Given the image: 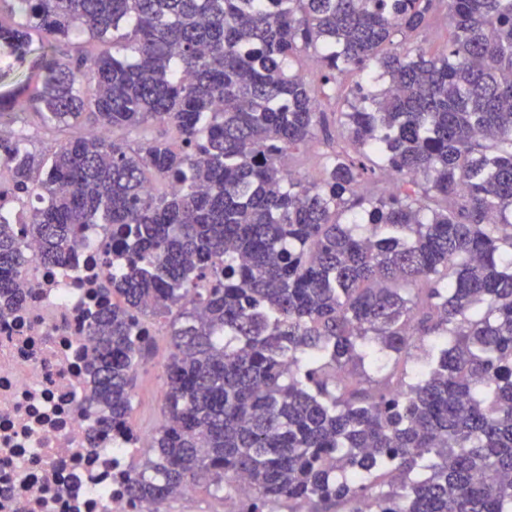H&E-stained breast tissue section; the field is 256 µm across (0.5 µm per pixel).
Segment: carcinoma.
Returning a JSON list of instances; mask_svg holds the SVG:
<instances>
[{
	"instance_id": "carcinoma-1",
	"label": "carcinoma",
	"mask_w": 512,
	"mask_h": 512,
	"mask_svg": "<svg viewBox=\"0 0 512 512\" xmlns=\"http://www.w3.org/2000/svg\"><path fill=\"white\" fill-rule=\"evenodd\" d=\"M439 11L451 38L414 45ZM29 54L0 197H36L39 251L0 213V296L112 225L85 411L131 426L149 329L170 345L134 504L247 478L241 512H512V0H0V77ZM19 112L111 136L39 151ZM153 125L177 140L113 136ZM314 140L318 174L288 177Z\"/></svg>"
}]
</instances>
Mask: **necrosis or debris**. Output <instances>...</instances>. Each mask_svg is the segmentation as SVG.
<instances>
[{
  "label": "necrosis or debris",
  "mask_w": 512,
  "mask_h": 512,
  "mask_svg": "<svg viewBox=\"0 0 512 512\" xmlns=\"http://www.w3.org/2000/svg\"><path fill=\"white\" fill-rule=\"evenodd\" d=\"M108 224L87 225L72 267L35 265L20 305L0 298V512H139L125 496L120 456L149 432L102 429L82 405L95 385L88 336Z\"/></svg>",
  "instance_id": "1"
}]
</instances>
